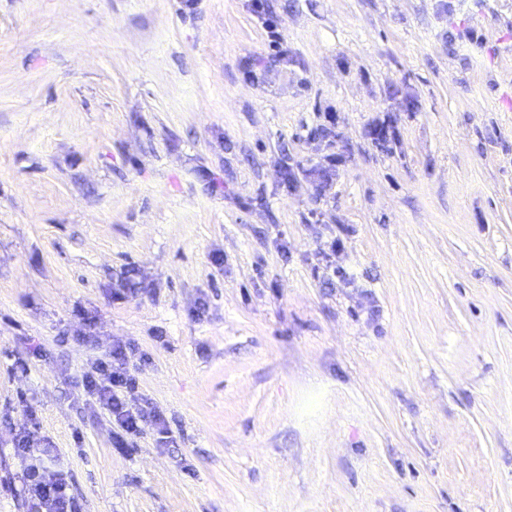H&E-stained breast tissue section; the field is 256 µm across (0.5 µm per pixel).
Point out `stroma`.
<instances>
[{"label": "stroma", "instance_id": "stroma-1", "mask_svg": "<svg viewBox=\"0 0 512 512\" xmlns=\"http://www.w3.org/2000/svg\"><path fill=\"white\" fill-rule=\"evenodd\" d=\"M28 433L80 512H512V0H0V512ZM84 388L125 435H138L139 418H144L143 409L134 414L128 408L127 397L136 388L135 376L131 373L121 351H109L95 360L84 376Z\"/></svg>", "mask_w": 512, "mask_h": 512}]
</instances>
